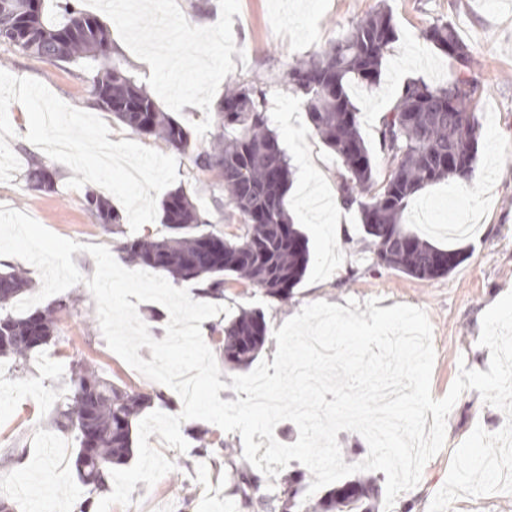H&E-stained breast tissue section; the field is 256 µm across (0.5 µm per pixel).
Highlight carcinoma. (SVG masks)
Returning a JSON list of instances; mask_svg holds the SVG:
<instances>
[{
	"instance_id": "1",
	"label": "carcinoma",
	"mask_w": 512,
	"mask_h": 512,
	"mask_svg": "<svg viewBox=\"0 0 512 512\" xmlns=\"http://www.w3.org/2000/svg\"><path fill=\"white\" fill-rule=\"evenodd\" d=\"M0 43L37 59L81 64L88 69L96 104L135 133L152 135L180 153L190 154L193 167L216 177L224 188L217 208H228L245 224L244 233L227 239L202 229L204 221L183 190L168 192L161 203L162 237H140L119 248V259L164 273L175 282L196 280L202 293L224 297V278L247 281L281 302L293 295L311 261L307 239L292 224L286 209L290 181L286 154L269 128L263 91L254 83L235 84L215 105V132L207 149L192 148L187 129L162 111L152 93L113 57L110 31L71 0H46L28 12L30 0H4ZM423 37L456 63L451 79L438 85L410 80L396 103L380 118L379 152L389 163L388 181L379 190L377 161L360 131L359 112L351 90L376 87L395 25L382 6L366 15L329 47L314 52L287 73L288 89L300 97L315 134L342 161L337 185L343 204L358 206L366 237L378 263L416 279H433L460 264L458 253L440 249L403 227L409 200L439 180L468 183L475 177L481 126L476 117L477 78L468 46L446 22L433 25ZM35 189L54 191L53 174L41 163L27 170ZM86 209L100 224H121L109 198L91 192ZM32 280L17 267L0 271V357L13 361L24 378L30 354L54 339L59 313L75 300H60L32 314L17 315V298L30 291ZM211 340L224 354V364L247 368L267 340L262 311L242 309L223 327L209 326ZM167 403L160 391L144 393L118 388L88 364L70 367L68 394L56 407L53 424L73 431L78 442L74 465L90 496L79 512L93 507L91 494L110 491L107 476L114 465L134 455L132 429L155 402ZM198 433L200 456H224L230 468L228 494L247 512H379L380 478L357 472L324 494L307 496L313 475L300 466L275 482L272 493L261 487L267 478L224 440Z\"/></svg>"
}]
</instances>
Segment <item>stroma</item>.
<instances>
[{
  "label": "stroma",
  "mask_w": 512,
  "mask_h": 512,
  "mask_svg": "<svg viewBox=\"0 0 512 512\" xmlns=\"http://www.w3.org/2000/svg\"><path fill=\"white\" fill-rule=\"evenodd\" d=\"M383 3L393 14L397 38L385 55L376 88L355 93L368 142L377 143L382 112L403 82L440 84L450 79L451 64L425 41L426 29L440 21L450 23L474 59L482 126L476 176L469 184L449 179L427 186L410 201L403 217L406 229L426 234L437 247L461 251L463 262L449 275L431 280L377 266L373 246L363 239L357 208L344 210L338 228L324 227L315 196L298 194L294 186L287 192V207L308 237L312 255L301 284L291 299L279 302L260 288L232 281L224 289L223 302L235 310L261 309L268 326L277 329L306 305L321 301L360 313L373 298L382 309L397 304L422 308L432 326L435 350L431 393L440 399L456 379L459 364L487 370L490 351L478 344L482 316L512 291V0H153L146 7L118 0L109 10L97 0H78L79 8L109 28L133 76L163 111L187 128L196 149L206 148L212 139L213 106L228 84L261 77L269 126L294 164L295 185L317 178L333 200L338 197L342 163L312 130L304 105L281 78ZM169 18L185 29L175 47L178 70H171L162 58L155 72L140 70L136 59L157 52L166 42ZM0 70L36 79L69 106L95 115L108 124L110 141L127 139L161 153L166 150L159 140L133 133L97 106L83 66L38 60L1 43ZM283 114L288 117L284 123L279 120ZM8 117L16 131L9 144L21 168L12 182L0 183V205L26 212L58 236L102 244L113 253L133 235H164L157 221L136 233L126 223L116 232L97 224L85 208L86 188L67 186L72 170L26 140L25 108L12 103ZM33 159L53 173V191L28 188L23 168ZM175 160V186L195 201L210 230L228 238L242 234L239 216L215 210L217 191L211 176L195 173L188 156L179 154ZM66 294L80 303L60 315L55 341L32 353L25 378H15L10 359H0V495L10 500L13 512H32L39 495L54 500L55 512H78L88 495L75 472L74 436L50 423L66 391L71 362L95 367L122 388L158 387L107 346L88 287L80 283ZM505 421L503 412L485 404L477 390L464 391L447 417L443 448L426 463L419 484L399 495L393 512H400L406 501L412 512H428L445 483L456 447L475 427L495 433ZM148 442L162 448L174 470L154 486L137 483L131 505H115L110 512H228L223 462L194 455L198 442L192 437L184 453L163 447L156 434Z\"/></svg>",
  "instance_id": "1"
}]
</instances>
